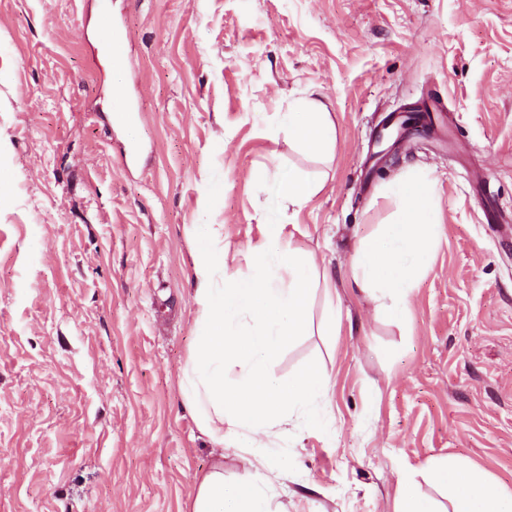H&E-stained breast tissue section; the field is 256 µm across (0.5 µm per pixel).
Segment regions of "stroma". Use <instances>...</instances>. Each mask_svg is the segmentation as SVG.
Segmentation results:
<instances>
[{"label":"stroma","mask_w":512,"mask_h":512,"mask_svg":"<svg viewBox=\"0 0 512 512\" xmlns=\"http://www.w3.org/2000/svg\"><path fill=\"white\" fill-rule=\"evenodd\" d=\"M123 21V97L98 66ZM0 0V512H191L216 463L261 473L274 512H395L400 476L474 463L512 494V0ZM329 159L278 115L310 92ZM434 128L393 148L388 116ZM436 181L439 236L405 321L351 280L400 173ZM297 172L322 188L291 206ZM224 190L210 191L213 180ZM230 273L278 224L336 291L273 363L331 376L325 425L219 451L178 385L193 350L195 232ZM320 187L319 184L308 182L290 170L281 173L277 183L279 196L291 205L304 203Z\"/></svg>","instance_id":"stroma-1"}]
</instances>
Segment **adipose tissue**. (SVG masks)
<instances>
[{
    "label": "adipose tissue",
    "mask_w": 512,
    "mask_h": 512,
    "mask_svg": "<svg viewBox=\"0 0 512 512\" xmlns=\"http://www.w3.org/2000/svg\"><path fill=\"white\" fill-rule=\"evenodd\" d=\"M279 126L289 144L313 153L331 152L336 127L325 104L306 98L281 113ZM397 204L390 223L366 238L356 251L352 278L376 311L402 319L421 273L431 260L438 236V202L429 171L411 169L385 190ZM272 243L256 249L252 272L229 273L216 225H205L193 255L195 288L194 348L181 368L179 387L217 446L264 448L272 429L319 426L322 400L331 381L310 366L288 379L270 366L308 325V299L318 277L313 254L294 248L271 225ZM430 479L446 488L452 512H512V495L482 469L459 459L437 461ZM192 512H272L260 476L228 485L223 468L198 482Z\"/></svg>",
    "instance_id": "adipose-tissue-1"
}]
</instances>
